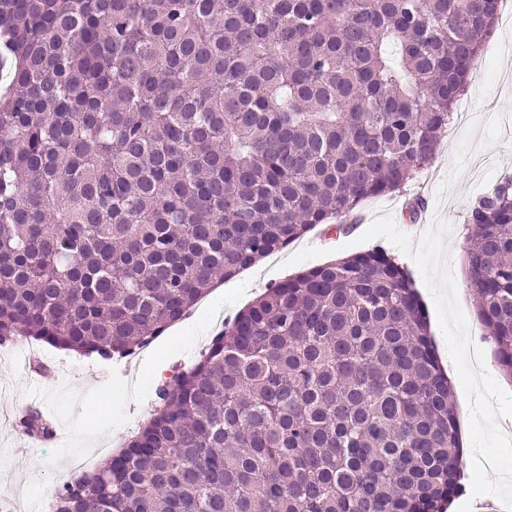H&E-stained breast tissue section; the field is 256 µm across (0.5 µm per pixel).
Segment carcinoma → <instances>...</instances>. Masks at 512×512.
Wrapping results in <instances>:
<instances>
[{
  "label": "carcinoma",
  "instance_id": "1",
  "mask_svg": "<svg viewBox=\"0 0 512 512\" xmlns=\"http://www.w3.org/2000/svg\"><path fill=\"white\" fill-rule=\"evenodd\" d=\"M500 0H0V337L126 358L436 154ZM467 288L512 380V176ZM53 512H445L466 457L412 278L381 248L236 313ZM30 432L50 434L31 408Z\"/></svg>",
  "mask_w": 512,
  "mask_h": 512
}]
</instances>
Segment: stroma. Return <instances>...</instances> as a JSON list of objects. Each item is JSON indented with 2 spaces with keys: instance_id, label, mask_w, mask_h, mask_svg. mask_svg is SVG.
<instances>
[{
  "instance_id": "obj_1",
  "label": "stroma",
  "mask_w": 512,
  "mask_h": 512,
  "mask_svg": "<svg viewBox=\"0 0 512 512\" xmlns=\"http://www.w3.org/2000/svg\"><path fill=\"white\" fill-rule=\"evenodd\" d=\"M498 15L486 38L479 65L468 76L461 98L469 106L467 123L452 121L434 160L392 194L363 202L348 232L323 237L313 231L279 253L225 281L200 300L189 318L172 325L149 348L139 351L135 367L124 359L86 357L43 345L40 358L49 371L30 372L23 359L0 357V506L7 512H50L55 491L76 473L70 457L97 449L122 448L150 419L159 401V382L174 369H188L224 328L225 316L243 309L270 285L313 267V260L288 265L298 250L324 249L326 261L364 251L359 236L375 217L391 215L403 232L417 236L436 219L452 226L446 240L459 305L472 341L485 352L491 375H498L495 347L477 318L475 301L466 286L464 251L467 216L472 201L491 188L500 174L512 170V0ZM427 309L430 333L443 368L453 379L461 426H468L469 407L444 335L433 296L416 264L401 256ZM32 406L58 429L57 440L26 451L27 438L15 418L14 405Z\"/></svg>"
}]
</instances>
